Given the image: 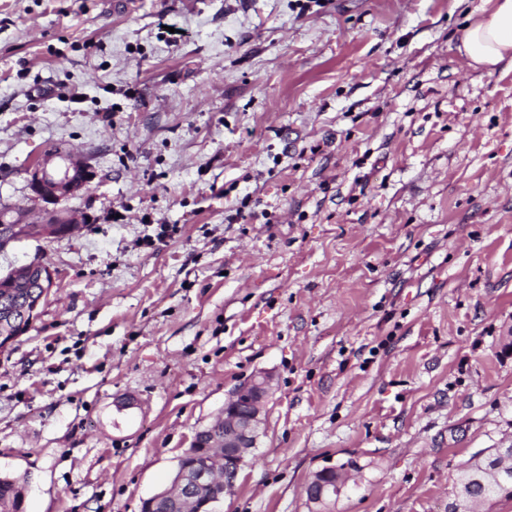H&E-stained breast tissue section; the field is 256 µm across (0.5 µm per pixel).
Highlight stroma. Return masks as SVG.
<instances>
[{"instance_id":"stroma-1","label":"stroma","mask_w":512,"mask_h":512,"mask_svg":"<svg viewBox=\"0 0 512 512\" xmlns=\"http://www.w3.org/2000/svg\"><path fill=\"white\" fill-rule=\"evenodd\" d=\"M492 0H0V211L85 160L55 286L0 351L25 512H141L240 383L266 429L222 512H448L512 447V65L457 49ZM177 27L180 37L170 36ZM343 484L339 477L336 479V467H326L313 473L306 486L308 501L315 507L312 511L329 512V504Z\"/></svg>"}]
</instances>
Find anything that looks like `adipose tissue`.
Segmentation results:
<instances>
[{"label": "adipose tissue", "instance_id": "ef3b65f1", "mask_svg": "<svg viewBox=\"0 0 512 512\" xmlns=\"http://www.w3.org/2000/svg\"><path fill=\"white\" fill-rule=\"evenodd\" d=\"M457 51L476 68L491 70L512 61V0H495L489 12L473 19L459 37Z\"/></svg>", "mask_w": 512, "mask_h": 512}]
</instances>
